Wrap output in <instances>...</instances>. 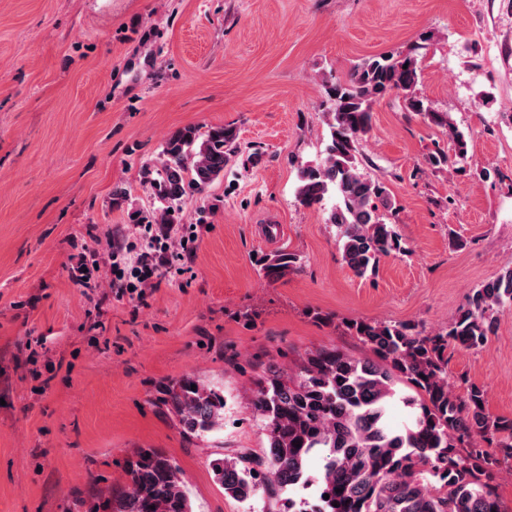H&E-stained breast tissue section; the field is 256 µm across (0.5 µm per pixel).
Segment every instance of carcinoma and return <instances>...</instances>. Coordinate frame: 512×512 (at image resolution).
I'll list each match as a JSON object with an SVG mask.
<instances>
[{"mask_svg": "<svg viewBox=\"0 0 512 512\" xmlns=\"http://www.w3.org/2000/svg\"><path fill=\"white\" fill-rule=\"evenodd\" d=\"M430 40L423 34L405 52L371 55L344 80L324 85L330 143L320 162L301 167L296 202L326 212V223L339 232L343 261L360 277L375 274L380 258L400 249L384 213L389 190L362 172V141L374 103L395 93L407 111L448 131L453 154L436 147L428 155L432 167L463 171L468 162V135L451 113L432 109L417 92L418 53ZM238 154L231 126L174 132L160 167L145 171L162 203L154 223H174L173 203L204 192ZM331 194L336 202L328 208ZM300 261L298 254L281 251L263 258L261 270L275 281ZM510 308L512 267L474 289L466 306L434 334L410 322L352 320L347 329L372 357L322 347L308 353L294 375L268 366L251 402L265 423L268 449L258 460H213L224 493L249 498L257 488L255 473L264 468L271 498L295 486H317V503L304 501L297 512H500L494 482L501 464L512 461V418L489 416L484 391L475 384L453 393L448 349L484 346L498 314ZM162 402L188 435L209 433L224 419V395L191 378L166 387ZM394 402L410 412V423L401 428L388 422ZM314 456L322 461L316 476L309 473ZM128 476V490L86 512H192L182 472L169 456L144 449L129 463Z\"/></svg>", "mask_w": 512, "mask_h": 512, "instance_id": "cac0c4a2", "label": "carcinoma"}]
</instances>
